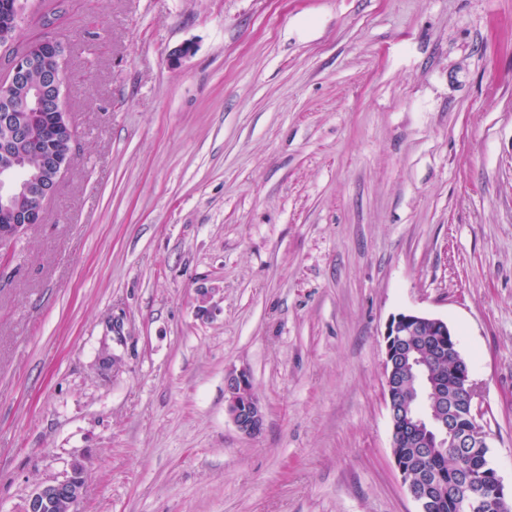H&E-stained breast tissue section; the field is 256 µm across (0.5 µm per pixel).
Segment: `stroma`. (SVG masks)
I'll return each mask as SVG.
<instances>
[{
  "label": "stroma",
  "instance_id": "obj_1",
  "mask_svg": "<svg viewBox=\"0 0 512 512\" xmlns=\"http://www.w3.org/2000/svg\"><path fill=\"white\" fill-rule=\"evenodd\" d=\"M45 33L76 157L0 260V512L75 459L77 512H418L407 311L457 334L512 492V0H69L49 29L28 0ZM227 412L237 430L245 436L258 435L264 424V409L252 393L249 375L230 374L225 381Z\"/></svg>",
  "mask_w": 512,
  "mask_h": 512
}]
</instances>
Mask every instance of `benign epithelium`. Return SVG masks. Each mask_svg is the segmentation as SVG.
Returning <instances> with one entry per match:
<instances>
[{"label":"benign epithelium","instance_id":"obj_1","mask_svg":"<svg viewBox=\"0 0 512 512\" xmlns=\"http://www.w3.org/2000/svg\"><path fill=\"white\" fill-rule=\"evenodd\" d=\"M48 51L56 53V70L44 84L32 92V98L54 112V131L56 137L69 143V151L53 155L52 162L36 173L23 171V164L18 159L15 143L21 138L15 125V115L11 112L0 114V249L14 243L30 224L43 221L44 207L36 210L21 209L18 202L23 198L37 197L41 202L50 199L57 184L69 169L76 142V131L70 123L66 104L65 88L67 76L63 67L64 46L51 36H43L33 42L24 52L8 54L4 72H0V91L22 83L26 71L37 59ZM404 336H445L448 348L459 350V340L448 322L419 312H404L393 317L385 332V395L389 407L390 419L399 424L401 432L409 435L425 432L430 448H469L473 437H486L481 425L482 410L477 403V387L472 379L471 369L461 365L454 369L453 376L464 390L468 418L472 429L460 430L442 415L436 414L430 404L435 391L434 384L428 379L425 363L411 356L402 343ZM405 365L423 380L424 392L419 400L420 407L406 408L400 404L398 387L393 380L396 367ZM227 412L237 430L245 436L258 435L264 424V409L252 393L249 375L242 371L231 374L225 381ZM394 463L401 476V484L408 495L422 509L432 506L440 498L439 487L432 483L420 486L405 477L404 467L398 456H393ZM85 465L75 460L70 471L62 478L36 485L25 497L20 512H75V506L83 492ZM460 505L470 512L480 508V491L471 484H465L458 493Z\"/></svg>","mask_w":512,"mask_h":512}]
</instances>
